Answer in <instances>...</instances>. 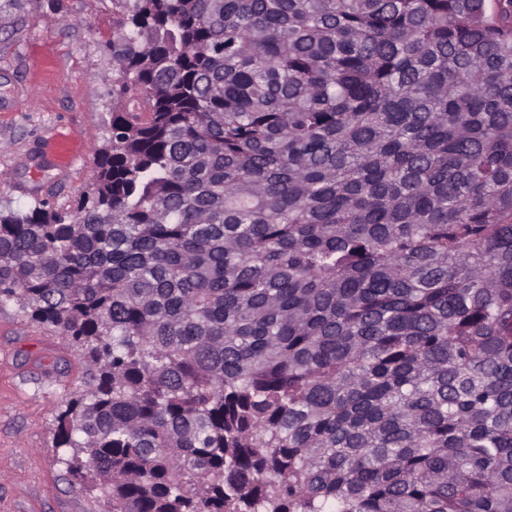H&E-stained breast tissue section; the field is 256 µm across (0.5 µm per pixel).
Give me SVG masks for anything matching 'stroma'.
<instances>
[{"instance_id":"stroma-1","label":"stroma","mask_w":512,"mask_h":512,"mask_svg":"<svg viewBox=\"0 0 512 512\" xmlns=\"http://www.w3.org/2000/svg\"><path fill=\"white\" fill-rule=\"evenodd\" d=\"M111 39V0L0 9V207L61 204L92 184L112 113ZM64 139L74 152L61 165L52 150ZM89 376L67 336L0 305V512H109L56 446V418Z\"/></svg>"}]
</instances>
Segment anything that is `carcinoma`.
Masks as SVG:
<instances>
[{
  "mask_svg": "<svg viewBox=\"0 0 512 512\" xmlns=\"http://www.w3.org/2000/svg\"><path fill=\"white\" fill-rule=\"evenodd\" d=\"M69 204L0 304L71 337L111 512H512V0H112Z\"/></svg>",
  "mask_w": 512,
  "mask_h": 512,
  "instance_id": "cac0c4a2",
  "label": "carcinoma"
}]
</instances>
